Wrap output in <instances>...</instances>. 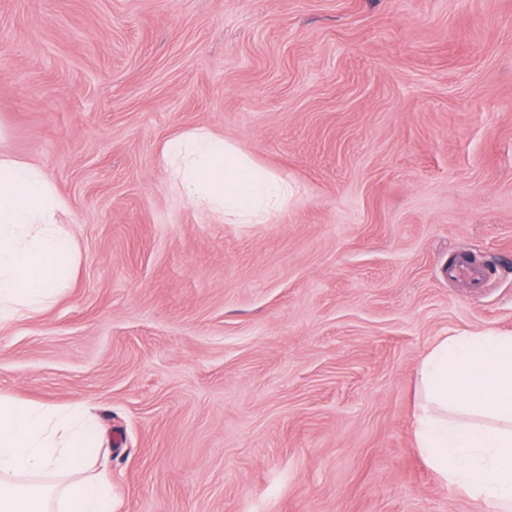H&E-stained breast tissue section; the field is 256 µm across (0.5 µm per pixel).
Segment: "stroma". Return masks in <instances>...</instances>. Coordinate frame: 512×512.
<instances>
[{"label": "stroma", "instance_id": "35a3bbf8", "mask_svg": "<svg viewBox=\"0 0 512 512\" xmlns=\"http://www.w3.org/2000/svg\"><path fill=\"white\" fill-rule=\"evenodd\" d=\"M197 128L287 206L169 192ZM0 153L75 256L0 398L92 408L113 512H491L412 419L438 341L512 334V0H0Z\"/></svg>", "mask_w": 512, "mask_h": 512}]
</instances>
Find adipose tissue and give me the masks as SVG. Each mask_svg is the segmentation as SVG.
I'll return each mask as SVG.
<instances>
[{
    "label": "adipose tissue",
    "mask_w": 512,
    "mask_h": 512,
    "mask_svg": "<svg viewBox=\"0 0 512 512\" xmlns=\"http://www.w3.org/2000/svg\"><path fill=\"white\" fill-rule=\"evenodd\" d=\"M171 191L219 217L252 221L288 201L287 179L206 131L163 147ZM65 205L42 171L0 154V324L40 311L71 274L73 247L54 216ZM414 428L442 482L512 512V334L444 337L418 368ZM100 423L84 405L47 409L0 399V512H112L97 469Z\"/></svg>",
    "instance_id": "obj_1"
}]
</instances>
